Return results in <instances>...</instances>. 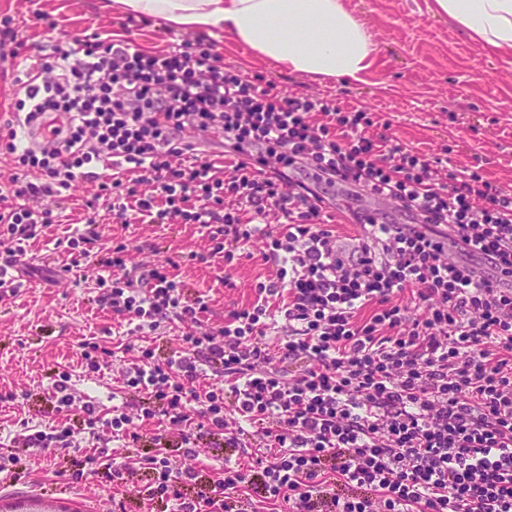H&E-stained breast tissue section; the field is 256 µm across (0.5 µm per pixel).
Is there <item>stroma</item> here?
Wrapping results in <instances>:
<instances>
[{
  "label": "stroma",
  "instance_id": "stroma-1",
  "mask_svg": "<svg viewBox=\"0 0 512 512\" xmlns=\"http://www.w3.org/2000/svg\"><path fill=\"white\" fill-rule=\"evenodd\" d=\"M363 23L377 52L375 69L361 83L349 84L292 74L254 55L232 36L213 47L222 63L245 73L259 72L278 91L301 97L320 96L342 106L360 104L390 122L400 140L419 151L447 156L450 167L478 171L485 179L512 188V55L493 54L472 42L447 19L433 15L430 0H343ZM40 7L59 22L69 37L108 32L125 35L122 13L112 0H41ZM84 185H77L74 200L61 223L51 225L34 242L28 257L41 266L56 261L55 243L70 235L82 216L78 205ZM98 219L104 234L122 238L131 265L150 263L175 252H204L208 241L195 226L164 228L156 224L122 227L112 221L107 204H100ZM274 264L242 261L232 271L214 264L182 263L181 281L209 297L207 323L220 327L227 309L253 301L257 277L274 276ZM230 275L233 287L220 279ZM95 273L84 268L70 272L55 287L23 289L17 297L0 301V393L23 396L22 404L0 403V456L18 452L31 468L29 477L0 483V505L15 504L22 512L54 506L56 512H109L110 483L83 477L73 458H53L39 448L12 449L10 440L23 420L47 424L51 413L42 399L61 367H68L78 395L95 401L103 411L111 401L104 390L118 391L119 365L93 374L80 366L79 343L96 334L113 345L126 337L127 328L109 306L99 304ZM151 437L141 447L121 448L108 443V454L127 458L136 475L123 489L130 512H159L143 498L149 480L143 458L152 448Z\"/></svg>",
  "mask_w": 512,
  "mask_h": 512
}]
</instances>
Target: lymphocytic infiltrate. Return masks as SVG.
Wrapping results in <instances>:
<instances>
[{"instance_id": "lymphocytic-infiltrate-1", "label": "lymphocytic infiltrate", "mask_w": 512, "mask_h": 512, "mask_svg": "<svg viewBox=\"0 0 512 512\" xmlns=\"http://www.w3.org/2000/svg\"><path fill=\"white\" fill-rule=\"evenodd\" d=\"M53 44L16 81L0 131L14 173L0 195V280L56 223L46 199L95 186L85 226L65 240L64 270L93 266L102 302L128 326L122 401L80 400L68 371L48 398L39 448L90 435L135 448L157 422L148 500L164 512H512V189L448 168L374 133L365 109L276 90L221 64L202 42L160 28L161 48L93 33L78 47L25 0ZM53 113L42 144L22 130ZM222 139L231 162L188 150L186 133ZM348 192L356 228L343 250L317 188ZM395 204L399 222L362 210ZM116 224H193L209 242L189 253L231 269L259 256L276 267L252 303L206 326L203 293L186 295L167 256L140 276L125 244L104 237L96 201ZM181 334L164 358L144 340ZM222 386H214V379ZM204 439L247 448L249 461L179 467Z\"/></svg>"}]
</instances>
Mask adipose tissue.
<instances>
[{"instance_id":"1","label":"adipose tissue","mask_w":512,"mask_h":512,"mask_svg":"<svg viewBox=\"0 0 512 512\" xmlns=\"http://www.w3.org/2000/svg\"><path fill=\"white\" fill-rule=\"evenodd\" d=\"M124 12L219 38L229 33L259 57L299 75L362 81L375 46L343 0H114ZM431 11L475 43L512 54V0H432Z\"/></svg>"}]
</instances>
